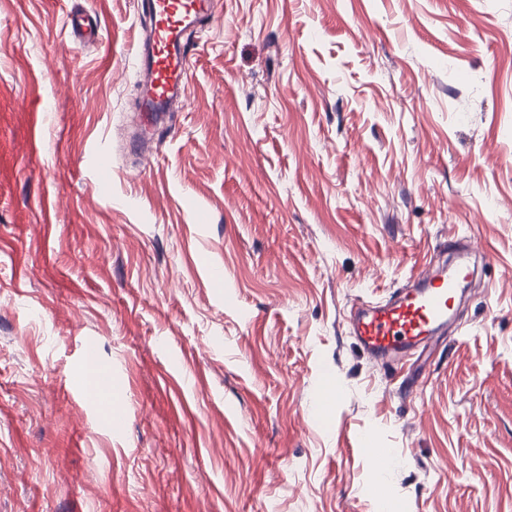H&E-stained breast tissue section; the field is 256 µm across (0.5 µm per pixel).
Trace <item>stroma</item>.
<instances>
[{"label": "stroma", "instance_id": "stroma-1", "mask_svg": "<svg viewBox=\"0 0 512 512\" xmlns=\"http://www.w3.org/2000/svg\"><path fill=\"white\" fill-rule=\"evenodd\" d=\"M143 35L0 0V512H512V0H218L149 160ZM451 236L446 345L364 355L349 309ZM67 25L76 36L83 37L90 34L98 39L102 37L101 29L94 25L91 15L87 11L69 13ZM115 372L111 369H102L99 366L95 367V372L92 379L93 388L100 400V409L102 414L105 415L111 422L112 431L116 434L121 433L125 427V414L122 411V404L119 398H108L107 395L112 390V379Z\"/></svg>", "mask_w": 512, "mask_h": 512}]
</instances>
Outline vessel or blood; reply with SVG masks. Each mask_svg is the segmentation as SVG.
<instances>
[{
	"mask_svg": "<svg viewBox=\"0 0 512 512\" xmlns=\"http://www.w3.org/2000/svg\"><path fill=\"white\" fill-rule=\"evenodd\" d=\"M140 4L148 29L139 46L143 81L137 103V130L131 142L136 152L146 150L152 143L161 112L185 94L188 33L213 14V0H140ZM67 24L79 37L101 34L85 11L69 13ZM448 247L457 253L453 264L432 265L418 274L411 287L354 314L350 334L365 354L399 362L422 347L442 342L454 304L471 276L467 249L461 248L455 238L449 239ZM113 377L112 370L96 368L92 385L101 398L103 415L118 434L125 427V414L120 399L110 395Z\"/></svg>",
	"mask_w": 512,
	"mask_h": 512,
	"instance_id": "1",
	"label": "vessel or blood"
}]
</instances>
